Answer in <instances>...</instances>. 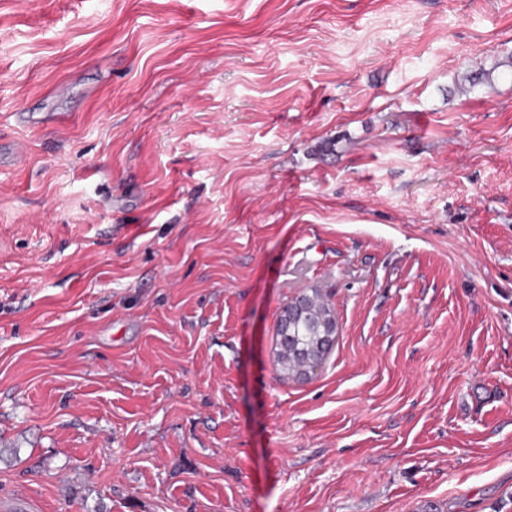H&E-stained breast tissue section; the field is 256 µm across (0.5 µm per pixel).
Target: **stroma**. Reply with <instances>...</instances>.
I'll use <instances>...</instances> for the list:
<instances>
[{
  "label": "stroma",
  "mask_w": 512,
  "mask_h": 512,
  "mask_svg": "<svg viewBox=\"0 0 512 512\" xmlns=\"http://www.w3.org/2000/svg\"><path fill=\"white\" fill-rule=\"evenodd\" d=\"M314 289L298 381L275 325ZM19 495L512 512V0H0ZM336 332L335 314L317 291L299 295L284 307L277 324V365L286 376L299 377L309 361L317 357L325 361L329 353L324 349V337L336 336ZM282 336H290V344Z\"/></svg>",
  "instance_id": "obj_1"
}]
</instances>
